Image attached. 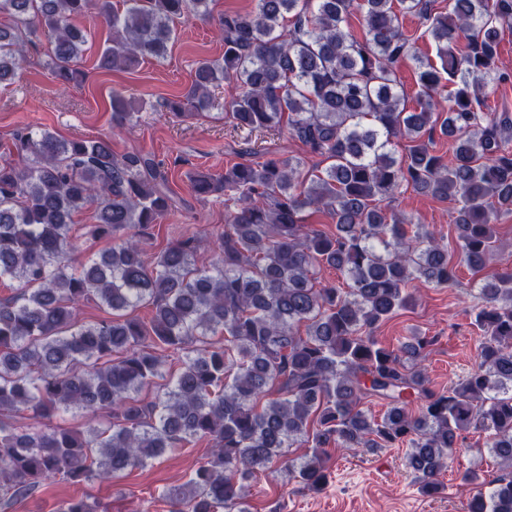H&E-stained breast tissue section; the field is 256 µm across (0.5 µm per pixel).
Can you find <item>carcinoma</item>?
<instances>
[{"mask_svg":"<svg viewBox=\"0 0 512 512\" xmlns=\"http://www.w3.org/2000/svg\"><path fill=\"white\" fill-rule=\"evenodd\" d=\"M212 0H0V84L26 68L25 36L54 37L52 72L66 86L80 75L85 34L73 21L94 13L112 30L98 67L162 58L172 24L207 19ZM255 0L221 19L224 57L197 63L188 91L164 106L193 116L230 93L236 129L288 134L328 165L310 179L304 159L254 150L262 160L197 172L199 198L224 193L226 224L212 259L202 240L178 239L150 255L148 230L177 209L160 163L119 158L108 137L63 140L14 135L16 164L0 157V479L11 497L61 476L112 479L169 448L206 439L210 454L188 482L166 493L176 512H249L245 483L280 466L309 491L328 482L329 450L408 448L420 491L439 480L464 433L487 434L512 470V267L475 285L478 362L457 382L430 386L422 367L435 337L395 349L375 330L415 302L414 281L452 287L448 246L421 224L380 206L401 185L456 204L460 263L480 272L495 250L500 212H512V116L481 111L512 0ZM358 11L361 35L351 28ZM419 16L438 62L415 56L417 103L406 106L397 76L409 51L403 19ZM454 83L444 94L442 74ZM112 124L133 121L132 98L112 91ZM450 142L431 152L435 134ZM409 142L398 155L394 140ZM94 210L85 235L112 246L81 258L72 216ZM325 212L336 231L306 223ZM336 270L341 287L318 278ZM110 311L95 322L83 304ZM151 307L147 319L134 315ZM224 335L216 346L208 337ZM153 390L149 401L140 398ZM385 407L381 417L370 407ZM30 413L19 425L15 416ZM82 429L52 425L64 414ZM310 445L303 456L290 449ZM467 512H512V477L481 483Z\"/></svg>","mask_w":512,"mask_h":512,"instance_id":"obj_1","label":"carcinoma"}]
</instances>
